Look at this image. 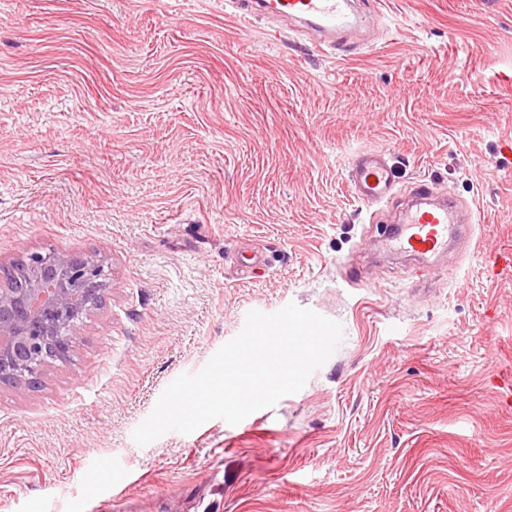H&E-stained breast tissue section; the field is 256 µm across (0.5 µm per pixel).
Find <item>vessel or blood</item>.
I'll use <instances>...</instances> for the list:
<instances>
[{"mask_svg":"<svg viewBox=\"0 0 512 512\" xmlns=\"http://www.w3.org/2000/svg\"><path fill=\"white\" fill-rule=\"evenodd\" d=\"M234 15L246 18L286 19L302 24L316 46L347 50L350 36L362 24L359 0H228ZM349 179L357 197L376 205L388 201L395 189V176L383 153L365 151L355 159ZM472 241V225L462 223L459 206L436 200L428 186L411 197L399 226L387 238L394 247L414 255H434L448 246L449 236Z\"/></svg>","mask_w":512,"mask_h":512,"instance_id":"b4317fda","label":"vessel or blood"}]
</instances>
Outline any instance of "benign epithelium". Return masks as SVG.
<instances>
[{
  "mask_svg": "<svg viewBox=\"0 0 512 512\" xmlns=\"http://www.w3.org/2000/svg\"><path fill=\"white\" fill-rule=\"evenodd\" d=\"M20 288L0 285V382L39 383L44 367L64 358L78 319L98 304L107 272L81 255L33 253Z\"/></svg>",
  "mask_w": 512,
  "mask_h": 512,
  "instance_id": "obj_1",
  "label": "benign epithelium"
}]
</instances>
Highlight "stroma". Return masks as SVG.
<instances>
[{"instance_id": "1", "label": "stroma", "mask_w": 512, "mask_h": 512, "mask_svg": "<svg viewBox=\"0 0 512 512\" xmlns=\"http://www.w3.org/2000/svg\"><path fill=\"white\" fill-rule=\"evenodd\" d=\"M362 6L340 60L224 0H0V266L109 270L68 357L0 384V512H512V0ZM365 150L397 181L371 208ZM422 182L476 225L425 294L382 244ZM292 302L343 329L301 391L135 443ZM349 179L357 197L368 205L388 201L394 194V172L381 152L360 153L349 171Z\"/></svg>"}]
</instances>
